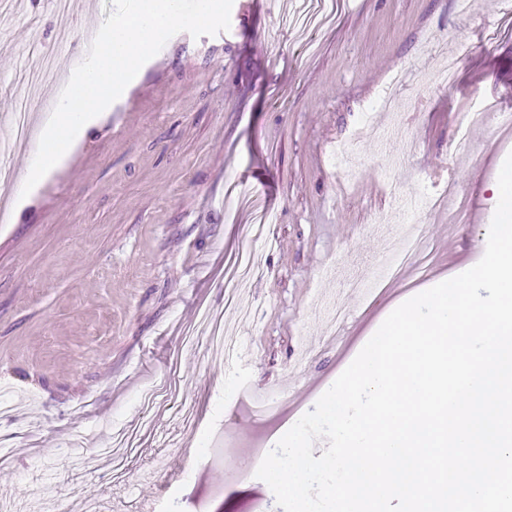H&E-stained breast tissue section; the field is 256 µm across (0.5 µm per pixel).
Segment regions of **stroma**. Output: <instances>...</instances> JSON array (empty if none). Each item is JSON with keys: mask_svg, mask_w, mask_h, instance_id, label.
I'll use <instances>...</instances> for the list:
<instances>
[{"mask_svg": "<svg viewBox=\"0 0 512 512\" xmlns=\"http://www.w3.org/2000/svg\"><path fill=\"white\" fill-rule=\"evenodd\" d=\"M505 0H336L327 23L302 0H233L228 30L180 32L147 61L111 111L20 204L0 203V491L11 512H283L256 478L271 450L357 356L389 308L483 256L491 187L512 153L498 113L512 102V17ZM0 0V114L23 75L54 56L56 78L32 100L53 112L77 44L57 39L51 0ZM455 79L436 80L444 57ZM399 113L378 105L394 71ZM480 112L460 128L456 116ZM391 129L386 142L376 132ZM360 136L361 174L334 152ZM399 155L396 187L382 153ZM453 186L464 223L418 213L421 258L381 294L347 299L331 333L318 306L350 272L381 273L372 224L396 191ZM276 214L254 238L255 207ZM254 270L238 298L227 272ZM223 313L236 355L213 356L200 324ZM160 396L148 402V389ZM128 446L99 456L113 428ZM81 438L77 457L67 445Z\"/></svg>", "mask_w": 512, "mask_h": 512, "instance_id": "obj_1", "label": "stroma"}]
</instances>
